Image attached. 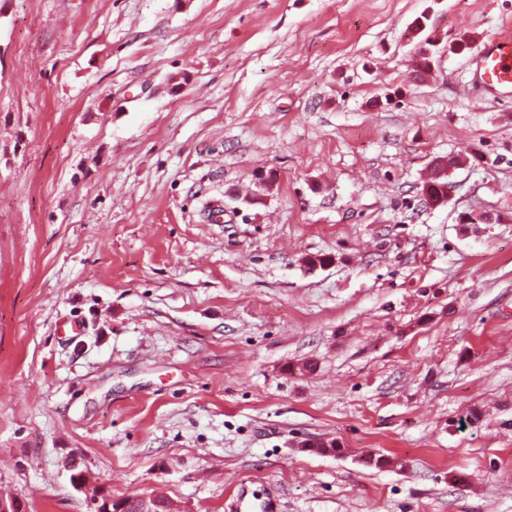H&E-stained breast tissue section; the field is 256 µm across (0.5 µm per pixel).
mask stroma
Returning <instances> with one entry per match:
<instances>
[{
  "mask_svg": "<svg viewBox=\"0 0 512 512\" xmlns=\"http://www.w3.org/2000/svg\"><path fill=\"white\" fill-rule=\"evenodd\" d=\"M509 18L0 0V493L512 512ZM476 78L483 87L499 95H512L511 30L488 38L478 53Z\"/></svg>",
  "mask_w": 512,
  "mask_h": 512,
  "instance_id": "1",
  "label": "stroma"
}]
</instances>
